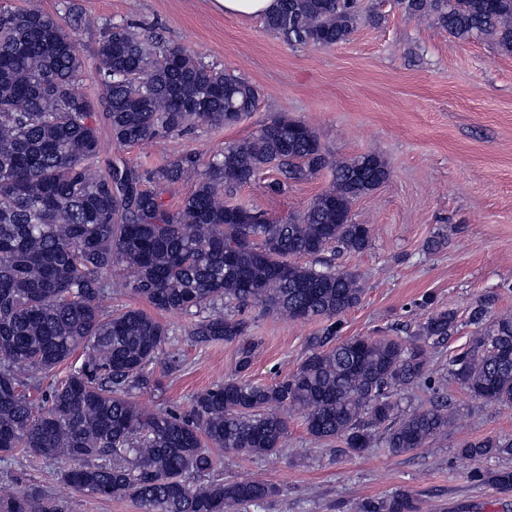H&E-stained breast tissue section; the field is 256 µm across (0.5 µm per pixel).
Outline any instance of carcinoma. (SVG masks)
I'll return each instance as SVG.
<instances>
[{"label":"carcinoma","instance_id":"1","mask_svg":"<svg viewBox=\"0 0 512 512\" xmlns=\"http://www.w3.org/2000/svg\"><path fill=\"white\" fill-rule=\"evenodd\" d=\"M400 4L456 39H486L512 54V0ZM360 18L359 0H278L263 24L294 45L333 47ZM67 37L49 13L0 10V453L54 461L72 489L129 497L140 512H243L278 488L249 477L189 479L213 469L212 446L278 456L292 411L314 440H339L355 453L379 438L402 455L448 437L453 417L439 387L428 409L408 411L401 400L425 379L429 349L448 338L454 313H428L407 339L356 336L331 346L364 288L354 273L300 262L371 247L372 230L353 222L352 206L388 180L387 164L375 153L337 161L315 131L283 115L206 161L187 151L153 169L123 160L104 168L99 118L125 147L198 125L233 126L256 110L260 93L128 24H105L90 60ZM88 66L102 87L96 101L75 90ZM270 164L281 175L276 191L325 169L333 179L285 222L224 201ZM180 182L192 190L171 210L162 191ZM116 274L155 311L194 317L186 335L200 344L247 334L233 307L329 325L297 369L270 385L227 379L197 393L186 415L148 413L133 393L159 383L149 366L169 328L136 307L101 309ZM470 322L478 336L450 361L449 374L476 399L512 404V316L489 322L478 306ZM79 349L80 366L35 405L31 391ZM460 453L512 455V444L485 437ZM475 478L512 488V471ZM0 512L47 507L30 489L0 493ZM358 512L420 507L398 492L368 499Z\"/></svg>","mask_w":512,"mask_h":512}]
</instances>
